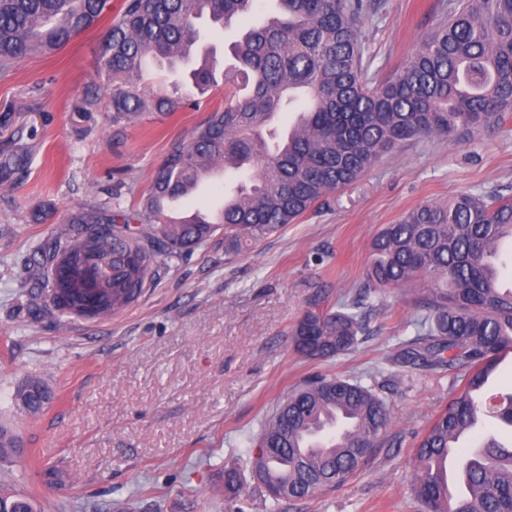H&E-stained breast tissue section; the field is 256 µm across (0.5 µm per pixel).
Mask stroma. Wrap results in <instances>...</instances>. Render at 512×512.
<instances>
[{
    "instance_id": "35a3bbf8",
    "label": "stroma",
    "mask_w": 512,
    "mask_h": 512,
    "mask_svg": "<svg viewBox=\"0 0 512 512\" xmlns=\"http://www.w3.org/2000/svg\"><path fill=\"white\" fill-rule=\"evenodd\" d=\"M96 26L0 80V154L25 164L0 173V423L24 453L0 460V492L33 497L40 512H274L255 488L248 441L308 376L361 380L392 417L384 442L344 485L275 512H417L415 450L461 385L393 363L415 335L417 293L384 288L363 307L366 336L328 359L298 353L292 330L313 296L322 308L369 284L371 244L424 202L464 191L512 196V114L481 136L427 139L398 149L351 185L239 254L224 239L158 262L137 302L103 319L60 315L28 282L36 249L68 215L119 197L136 204L165 155L188 144L206 109L112 125L98 71ZM359 29L367 76L395 79L448 0H370ZM100 90L89 104L91 90ZM54 398L27 414L14 392L27 377ZM240 472L236 493L225 469Z\"/></svg>"
}]
</instances>
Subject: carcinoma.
<instances>
[{"instance_id":"cac0c4a2","label":"carcinoma","mask_w":512,"mask_h":512,"mask_svg":"<svg viewBox=\"0 0 512 512\" xmlns=\"http://www.w3.org/2000/svg\"><path fill=\"white\" fill-rule=\"evenodd\" d=\"M108 0H0V77L23 58L50 53L97 25ZM254 0H125L101 40L112 126L148 114L197 107L191 97L148 92L145 64L185 63L197 44V21L225 27L254 9ZM363 0H276V15L249 27L228 51L224 103L211 109L186 146H175L131 208L114 198L73 213L41 247L33 273L58 311L83 305L88 283L80 255L100 270L97 317L136 302L158 258L175 262L221 230L236 253L277 232L372 169L404 144L429 138L475 137L512 112V0H459L395 81L375 85L363 69L366 44L356 17ZM205 92L215 83L205 57L188 73ZM307 95L286 135L269 144L268 117L285 111L291 94ZM210 165L244 176L217 221L208 209L173 221L165 207L192 195ZM512 241V199L496 192L458 193L425 202L385 225L372 242L370 287L336 309L310 311L293 330L295 347L313 358L352 350L365 334L360 311L375 288L421 291L422 337L397 360L414 370L457 372L463 386L432 420L416 448L415 497L423 512H512V444L494 437L468 451L458 481L436 463L456 435L494 417L512 428V393H493L499 356L512 350V288L500 286L489 256ZM64 268L62 282L54 273ZM27 413L53 399L30 377L14 394ZM391 414L384 399L359 380L317 376L293 389L265 421L252 455L254 479L272 499L312 498L345 484L384 438ZM21 450L18 435L0 426V459ZM15 512H37L34 500L1 494Z\"/></svg>"}]
</instances>
